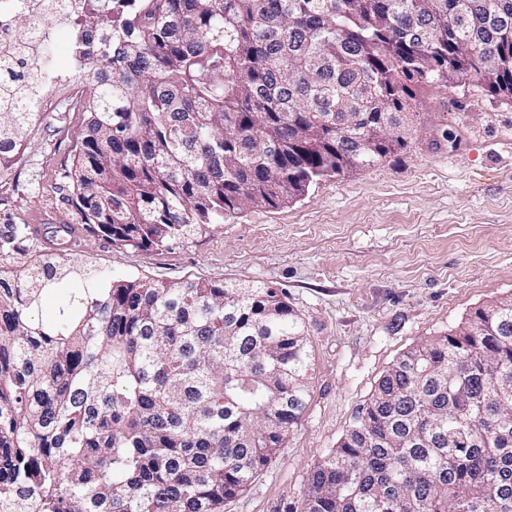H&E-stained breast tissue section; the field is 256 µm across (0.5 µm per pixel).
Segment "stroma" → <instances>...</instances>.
Wrapping results in <instances>:
<instances>
[{"label":"stroma","mask_w":512,"mask_h":512,"mask_svg":"<svg viewBox=\"0 0 512 512\" xmlns=\"http://www.w3.org/2000/svg\"><path fill=\"white\" fill-rule=\"evenodd\" d=\"M0 172V269L63 254L115 278L270 286L307 332L309 396L271 463L224 512H295L403 351L512 293V99L475 77L416 90L415 132L379 164L321 180L298 201L252 208L161 251L85 230L71 170L85 123L66 90ZM70 226L71 243L58 225Z\"/></svg>","instance_id":"1"}]
</instances>
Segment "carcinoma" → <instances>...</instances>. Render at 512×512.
<instances>
[{
	"mask_svg": "<svg viewBox=\"0 0 512 512\" xmlns=\"http://www.w3.org/2000/svg\"><path fill=\"white\" fill-rule=\"evenodd\" d=\"M26 2L20 44L73 27L82 224L133 249L404 149L422 84L512 97V0H45L38 24ZM41 58L0 56L1 171L40 119ZM309 369L276 288L107 281L52 255L0 270V512H224L300 420ZM300 512H512V294L396 358Z\"/></svg>",
	"mask_w": 512,
	"mask_h": 512,
	"instance_id": "carcinoma-1",
	"label": "carcinoma"
}]
</instances>
